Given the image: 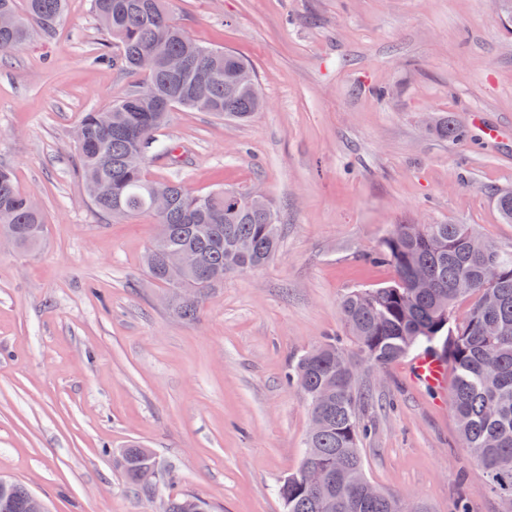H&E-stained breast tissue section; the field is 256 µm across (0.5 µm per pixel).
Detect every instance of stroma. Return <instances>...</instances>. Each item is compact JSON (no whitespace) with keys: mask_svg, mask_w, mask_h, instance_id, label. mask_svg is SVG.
Returning a JSON list of instances; mask_svg holds the SVG:
<instances>
[{"mask_svg":"<svg viewBox=\"0 0 512 512\" xmlns=\"http://www.w3.org/2000/svg\"><path fill=\"white\" fill-rule=\"evenodd\" d=\"M197 42L253 67L265 106L244 124L175 110L150 178L263 195L281 226L264 267L225 278L196 320L174 315L142 258L156 234L89 201L72 132L135 75L90 63L111 40L68 0L51 41L0 61V165L47 218L36 250L0 241V475L49 512H164L192 493L215 512H284L275 488L309 425L288 365L348 340L339 303L390 281L369 260L395 224H468L512 251L495 204L512 189V32L492 0H171ZM470 129L449 142L425 126ZM498 127V140L482 128ZM411 358L360 365L369 479L451 512H501L460 444L447 389L411 380ZM149 448L169 483L128 484L121 450Z\"/></svg>","mask_w":512,"mask_h":512,"instance_id":"stroma-1","label":"stroma"}]
</instances>
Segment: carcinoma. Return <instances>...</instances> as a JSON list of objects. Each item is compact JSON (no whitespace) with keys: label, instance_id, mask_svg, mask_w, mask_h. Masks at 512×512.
I'll list each match as a JSON object with an SVG mask.
<instances>
[{"label":"carcinoma","instance_id":"carcinoma-1","mask_svg":"<svg viewBox=\"0 0 512 512\" xmlns=\"http://www.w3.org/2000/svg\"><path fill=\"white\" fill-rule=\"evenodd\" d=\"M101 27L119 49L92 62L112 61L141 76L133 89L105 112L85 113L73 140L86 190L93 205L113 218L154 216L158 232L145 254L151 278L173 293V311L196 317L200 302L224 277L254 271L268 263L280 245V224L271 208L248 205L249 195L222 188L195 193L179 181L147 176L145 161L161 152L177 162L176 148L157 134L176 108L208 112L245 122L264 106L257 80L238 82L250 65L231 51L198 44L171 17L166 0H90ZM66 0H0V60L19 52L32 39L50 41L65 12ZM177 56L189 63L173 76L161 70L144 74L140 58ZM439 137L457 141L468 132L442 118L430 126ZM166 194L167 209L152 207ZM501 219L512 223V192L497 196ZM43 210L31 205L12 171L0 166V235L23 251L38 248L44 237ZM190 251L199 260L195 272L168 266L169 253ZM369 257L394 270L393 279L376 288L354 289L340 302L350 342L372 367L396 362L411 353L452 365L448 403L462 447L481 466L494 494L512 500V252L479 238L467 224H394ZM423 275L433 288H417ZM469 303L459 320L456 306ZM347 348L334 336L296 356L288 367V385L305 395L310 420L320 421L305 445L317 449L314 462L332 472L319 491L308 489L300 471L278 486L285 512H395L396 497L376 493L368 484L359 448L358 418L362 393ZM128 483L141 487L137 470L155 461L138 444L122 452ZM11 512H32L31 491L10 482ZM166 512H211L192 495L172 498Z\"/></svg>","mask_w":512,"mask_h":512}]
</instances>
